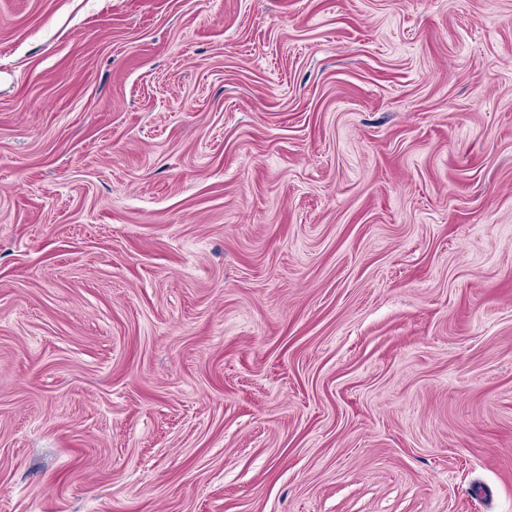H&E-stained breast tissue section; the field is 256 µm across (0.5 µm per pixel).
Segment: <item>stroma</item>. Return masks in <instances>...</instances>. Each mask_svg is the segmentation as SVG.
Returning <instances> with one entry per match:
<instances>
[{
	"instance_id": "35a3bbf8",
	"label": "stroma",
	"mask_w": 512,
	"mask_h": 512,
	"mask_svg": "<svg viewBox=\"0 0 512 512\" xmlns=\"http://www.w3.org/2000/svg\"><path fill=\"white\" fill-rule=\"evenodd\" d=\"M0 512H512V0H0Z\"/></svg>"
}]
</instances>
